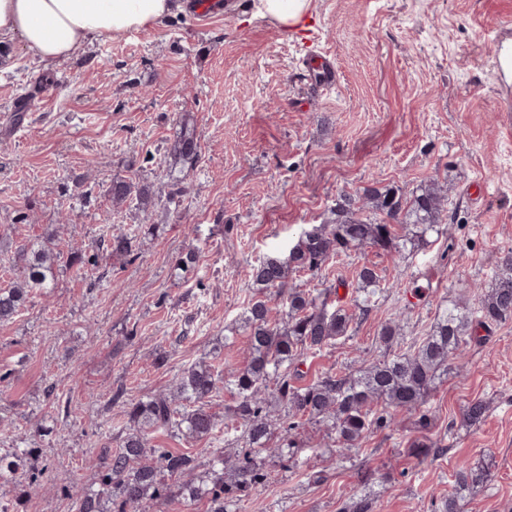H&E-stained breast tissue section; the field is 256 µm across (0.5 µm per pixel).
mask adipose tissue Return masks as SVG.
Listing matches in <instances>:
<instances>
[{"label":"adipose tissue","instance_id":"adipose-tissue-1","mask_svg":"<svg viewBox=\"0 0 512 512\" xmlns=\"http://www.w3.org/2000/svg\"><path fill=\"white\" fill-rule=\"evenodd\" d=\"M311 0H257L260 16L283 29L303 28ZM176 7L174 0H0V38H20L47 60L77 53L101 37L154 27Z\"/></svg>","mask_w":512,"mask_h":512}]
</instances>
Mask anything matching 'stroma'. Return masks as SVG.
Instances as JSON below:
<instances>
[{
    "mask_svg": "<svg viewBox=\"0 0 512 512\" xmlns=\"http://www.w3.org/2000/svg\"><path fill=\"white\" fill-rule=\"evenodd\" d=\"M498 40L512 45V0H311L296 31L258 15L254 0H233L231 14H174L50 62L20 39L0 44V287L16 277L18 249L45 236L84 258L0 322V455L33 448L45 486L0 481V504L75 512L72 492L97 481L101 449L129 427L127 404L173 391L201 359L223 374L243 367L251 266L287 255L342 194L407 196L434 181L448 220L410 253L365 247L330 258L319 276L290 273L289 284L335 289L348 310L361 266L383 278L348 336L304 356L296 385L367 367L385 323L411 343L440 307L476 310L512 252V79L496 70ZM314 48L336 67L326 95L301 76ZM186 129L200 148L183 162L171 147ZM116 178L149 187L153 207L113 204ZM123 229L137 232L134 260L104 259ZM190 251L193 267L175 274ZM475 333L423 411L398 413L357 448L300 425L295 464L267 456L270 479L239 512H340L366 493L373 512H439L457 466L480 459L493 476L463 512H512V322ZM474 399L487 406L477 423L464 417ZM233 403L227 389L213 394L209 438L153 431L150 443L202 466L214 449L234 453L224 430ZM424 438L434 448L420 459L410 448Z\"/></svg>",
    "mask_w": 512,
    "mask_h": 512,
    "instance_id": "1",
    "label": "stroma"
}]
</instances>
